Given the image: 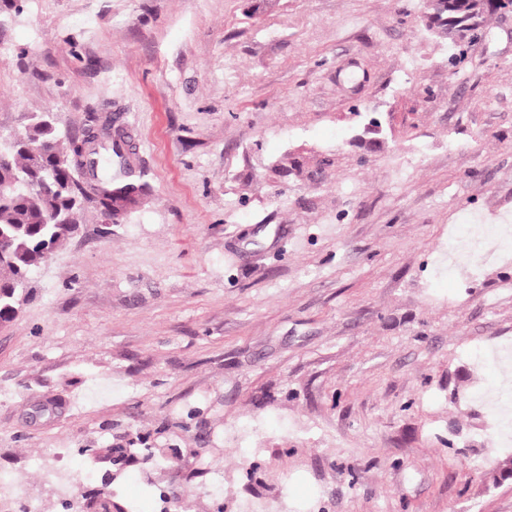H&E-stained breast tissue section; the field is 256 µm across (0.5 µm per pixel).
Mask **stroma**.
<instances>
[{"label":"stroma","mask_w":512,"mask_h":512,"mask_svg":"<svg viewBox=\"0 0 512 512\" xmlns=\"http://www.w3.org/2000/svg\"><path fill=\"white\" fill-rule=\"evenodd\" d=\"M422 10L0 0V136L111 114L152 187L85 207L0 327L18 499L64 512L56 472L80 505L107 472L81 449L141 436L163 456L113 484L138 512H512L473 356L512 344V262L448 265L512 216V14L455 67Z\"/></svg>","instance_id":"obj_1"}]
</instances>
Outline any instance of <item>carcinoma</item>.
<instances>
[{"label": "carcinoma", "instance_id": "obj_1", "mask_svg": "<svg viewBox=\"0 0 512 512\" xmlns=\"http://www.w3.org/2000/svg\"><path fill=\"white\" fill-rule=\"evenodd\" d=\"M427 29L449 40L456 52L449 61L460 63L464 46L485 31L495 10L472 3L466 12L428 8ZM100 117L89 116L80 136H63L50 113L36 112L24 130L28 142L8 139L0 144L9 166L0 168V326L13 322L24 303V288L31 271L43 264V254L62 248L77 231L85 204L91 203L107 218L118 221L140 208L150 195L143 174H135L126 142L98 139L94 130ZM40 152H32V146ZM93 462L123 466L136 459L157 457L155 448H86ZM80 512H124L114 501L111 482L85 498Z\"/></svg>", "mask_w": 512, "mask_h": 512}]
</instances>
